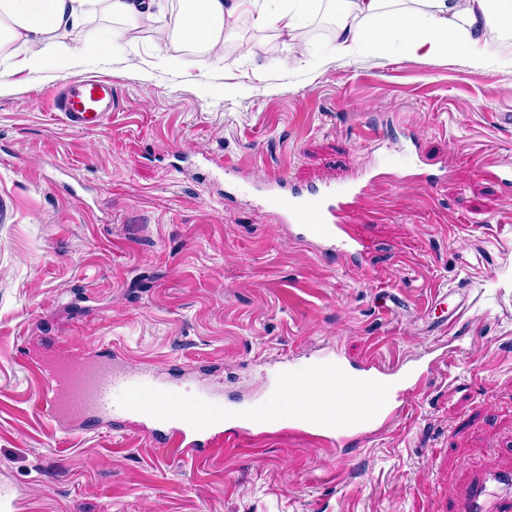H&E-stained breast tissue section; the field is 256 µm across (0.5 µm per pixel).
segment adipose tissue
Listing matches in <instances>:
<instances>
[{
	"mask_svg": "<svg viewBox=\"0 0 512 512\" xmlns=\"http://www.w3.org/2000/svg\"><path fill=\"white\" fill-rule=\"evenodd\" d=\"M178 0L166 11L163 0H0V54L17 55L22 70L63 66L76 54L67 43L72 32L92 17L113 25L94 44L108 52L129 41L133 32L168 12L173 38L220 57L236 36L237 21L253 15L257 25L291 34L310 0H284L272 9L267 0ZM341 17L335 27L338 57L373 50L395 51L405 58L429 60L451 52H483L512 31V0H336Z\"/></svg>",
	"mask_w": 512,
	"mask_h": 512,
	"instance_id": "1",
	"label": "adipose tissue"
}]
</instances>
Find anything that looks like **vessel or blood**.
<instances>
[{
	"instance_id": "b4317fda",
	"label": "vessel or blood",
	"mask_w": 512,
	"mask_h": 512,
	"mask_svg": "<svg viewBox=\"0 0 512 512\" xmlns=\"http://www.w3.org/2000/svg\"><path fill=\"white\" fill-rule=\"evenodd\" d=\"M114 105L111 81L97 76L66 86L54 97L55 111L80 128L104 125ZM414 164V153L407 151L383 155L378 168L397 179ZM266 187V203L291 223L294 239L342 251L358 262L365 259L367 246L358 225L340 221L341 213L360 200L362 185L290 189L278 176ZM115 359L108 349L78 357L66 346L50 345L37 366L43 380L40 405L78 418L143 417L172 425L167 445L180 455L194 449L197 434H221L228 420L247 426L246 431L225 440L228 448L272 438L284 420L292 435L320 446L334 444L342 434L363 436L375 425L389 426L399 414L398 402L424 380L422 373L400 362L385 368L373 361L352 364L340 356L325 355L294 365L275 393L245 407L225 409L167 397L146 374L113 369ZM507 502L512 504V470H498L475 477L456 498L454 512H505Z\"/></svg>"
}]
</instances>
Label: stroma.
<instances>
[{"mask_svg": "<svg viewBox=\"0 0 512 512\" xmlns=\"http://www.w3.org/2000/svg\"><path fill=\"white\" fill-rule=\"evenodd\" d=\"M329 18L311 0L291 40L243 16L220 60L162 19L107 55L87 51L103 34L90 22L63 69L0 57V491L15 512H452L476 474L512 466V182L490 176L512 161V35L477 55L340 58ZM92 76L117 105L91 131L49 98ZM414 146L436 182L375 177ZM279 173L364 183L346 218L363 265L290 237L260 200ZM460 283L465 306L441 324L431 298ZM48 339L228 408L326 353L448 357L406 415L342 450L284 431L192 458L140 418L44 411L29 354Z\"/></svg>", "mask_w": 512, "mask_h": 512, "instance_id": "obj_1", "label": "stroma"}]
</instances>
